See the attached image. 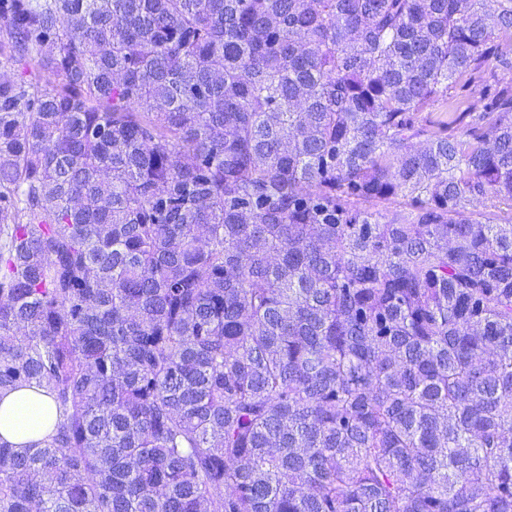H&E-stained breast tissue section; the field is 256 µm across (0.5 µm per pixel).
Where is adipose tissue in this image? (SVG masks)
I'll use <instances>...</instances> for the list:
<instances>
[{
  "label": "adipose tissue",
  "instance_id": "1",
  "mask_svg": "<svg viewBox=\"0 0 512 512\" xmlns=\"http://www.w3.org/2000/svg\"><path fill=\"white\" fill-rule=\"evenodd\" d=\"M56 411L41 389H23L0 396V438L15 446L42 440L53 429Z\"/></svg>",
  "mask_w": 512,
  "mask_h": 512
}]
</instances>
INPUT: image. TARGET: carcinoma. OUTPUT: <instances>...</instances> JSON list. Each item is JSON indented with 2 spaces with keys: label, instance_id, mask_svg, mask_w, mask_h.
Masks as SVG:
<instances>
[{
  "label": "carcinoma",
  "instance_id": "1",
  "mask_svg": "<svg viewBox=\"0 0 512 512\" xmlns=\"http://www.w3.org/2000/svg\"><path fill=\"white\" fill-rule=\"evenodd\" d=\"M494 2L0 0V512H512ZM472 102L473 95L463 92L457 87L448 92V100H440L423 116H427L435 122H447L449 117H455L460 112H467ZM56 418L51 398L42 389L3 394L0 437L18 447L36 443L52 431Z\"/></svg>",
  "mask_w": 512,
  "mask_h": 512
}]
</instances>
